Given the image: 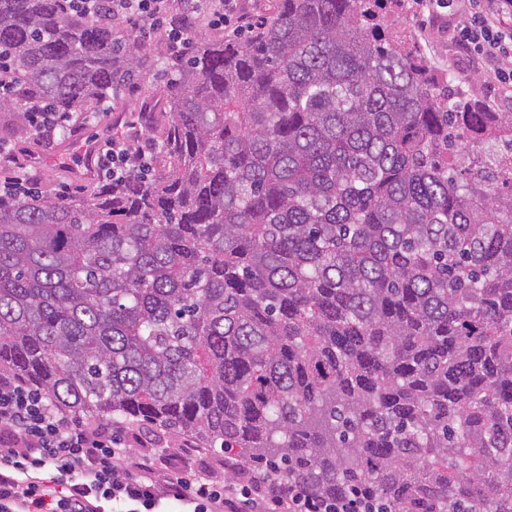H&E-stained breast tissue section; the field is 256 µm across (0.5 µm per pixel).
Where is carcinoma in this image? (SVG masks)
I'll return each instance as SVG.
<instances>
[{
  "label": "carcinoma",
  "instance_id": "1",
  "mask_svg": "<svg viewBox=\"0 0 512 512\" xmlns=\"http://www.w3.org/2000/svg\"><path fill=\"white\" fill-rule=\"evenodd\" d=\"M385 0H277L166 49L147 171L0 193V372L367 512H512V113L437 82ZM28 111L76 117L143 45L0 0Z\"/></svg>",
  "mask_w": 512,
  "mask_h": 512
}]
</instances>
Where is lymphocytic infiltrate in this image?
Segmentation results:
<instances>
[{
  "label": "lymphocytic infiltrate",
  "mask_w": 512,
  "mask_h": 512,
  "mask_svg": "<svg viewBox=\"0 0 512 512\" xmlns=\"http://www.w3.org/2000/svg\"><path fill=\"white\" fill-rule=\"evenodd\" d=\"M101 20L131 23L143 40L185 45L200 26L241 31L240 0H62ZM457 19L454 38L490 86L512 88V0H416ZM143 149L121 137L98 148L99 176L120 182L145 164ZM197 450L183 443L158 452L120 444L111 422L83 420L55 408L43 393L0 373V512H359L343 501L335 510L299 496L276 474L240 485L218 472H197Z\"/></svg>",
  "instance_id": "lymphocytic-infiltrate-1"
}]
</instances>
